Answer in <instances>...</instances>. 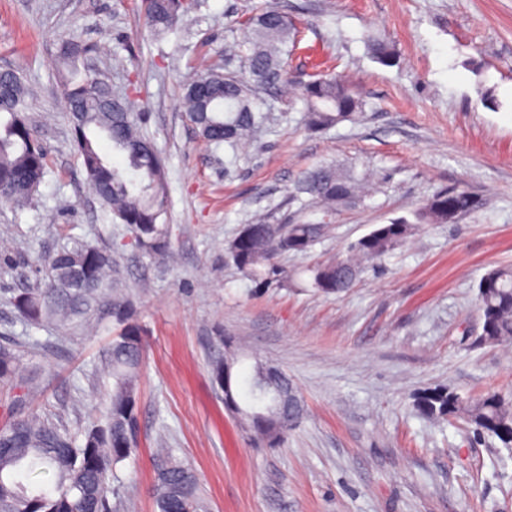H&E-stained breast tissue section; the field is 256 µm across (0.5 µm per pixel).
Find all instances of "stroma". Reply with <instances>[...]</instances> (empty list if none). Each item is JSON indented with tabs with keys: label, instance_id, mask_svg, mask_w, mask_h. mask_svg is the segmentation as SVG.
Segmentation results:
<instances>
[{
	"label": "stroma",
	"instance_id": "obj_1",
	"mask_svg": "<svg viewBox=\"0 0 512 512\" xmlns=\"http://www.w3.org/2000/svg\"><path fill=\"white\" fill-rule=\"evenodd\" d=\"M264 0H199L153 38L140 0H0V70L33 89L28 112L50 154L22 208L0 203V338L15 339L38 387L18 411L80 433L111 391L103 351L109 301L135 313L145 342L137 387L140 455L119 468L129 512H155L151 455L166 440L200 478L205 512H512V451L464 420L423 417L416 396L512 395V342L482 344L478 284L512 265V0H282L297 29V80L337 71L367 106L357 120L305 128L303 105L262 96L269 120L240 154L199 139L180 104L200 60L224 47ZM386 39L398 64L367 52ZM76 38L112 94L138 88L141 126L166 163L164 221L172 259L126 247L87 192L56 91L59 48ZM327 166L373 170L381 183L338 212L307 252L280 256L287 286L255 287L224 245L257 214L295 215L288 197ZM461 186L480 207L455 224H418L349 291L309 286L307 267L398 217L436 190ZM79 239L112 255L98 311L31 327L13 297L43 279L57 249ZM288 374L305 416L280 448L256 447L210 380L224 340Z\"/></svg>",
	"mask_w": 512,
	"mask_h": 512
}]
</instances>
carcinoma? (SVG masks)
I'll return each mask as SVG.
<instances>
[{
    "mask_svg": "<svg viewBox=\"0 0 512 512\" xmlns=\"http://www.w3.org/2000/svg\"><path fill=\"white\" fill-rule=\"evenodd\" d=\"M190 0H141L145 26L164 36L192 8ZM242 39L224 49V66L204 65L184 85L181 106L200 138L233 152L267 120L257 109V97L267 87L295 91L303 103L305 125L323 131L354 120L365 107L338 75L329 73L298 83L288 71L289 45L295 42V24L278 3H266L242 24ZM247 53L238 54V48ZM372 55L384 66L398 62L395 48L379 38L368 39ZM88 49L77 41L60 48L65 65L57 86L69 112L78 158L87 174L90 191L112 214L128 226L130 246L139 252L164 257L170 253L167 225V182L164 161L154 142L140 128V99L132 93L116 100L99 75L77 63ZM29 89L19 75L0 72V198L18 206L31 202L43 181L48 153L39 143L27 117ZM104 138L112 150L124 155L125 168L112 164L99 150ZM367 177L322 168L309 173L296 192L310 196L308 204L322 214L317 222L283 218L271 224L263 217L245 225L246 233L225 243L226 258L258 288L281 287L288 274L278 256L305 252L322 237L336 212L366 198ZM480 199L471 191L448 187L427 197L414 213L418 224H455L475 211ZM413 223L398 218L383 224L352 244L347 254L311 269L312 287L337 293L352 287L364 265L381 260L410 236ZM112 257L83 243L61 247L50 259L44 287L28 288L13 298L18 317L29 325L45 319L62 320L100 299L108 286ZM478 300L485 330L481 340L495 344L512 340V267L493 268L480 280ZM112 317L120 332L106 350L102 364L111 374L104 422L76 436L49 419L20 416L16 404L33 389L36 379L19 372L15 343H0V387L13 393L3 404L0 424V512H111L110 483H121L117 468L138 452L136 381L143 360L140 328L131 312L115 303ZM225 355L212 362L213 382L224 393V408L240 418L253 441L264 448L280 447L294 421L276 410L242 402L236 366L238 353L224 341ZM419 412L434 421L463 418L478 435L498 438L512 448V398L491 393L463 397L446 387H435L416 398ZM155 502L158 512H199L200 484L188 465L177 461L169 448L153 455ZM36 469L52 473L53 484L31 489L18 475Z\"/></svg>",
    "mask_w": 512,
    "mask_h": 512,
    "instance_id": "1",
    "label": "carcinoma"
}]
</instances>
